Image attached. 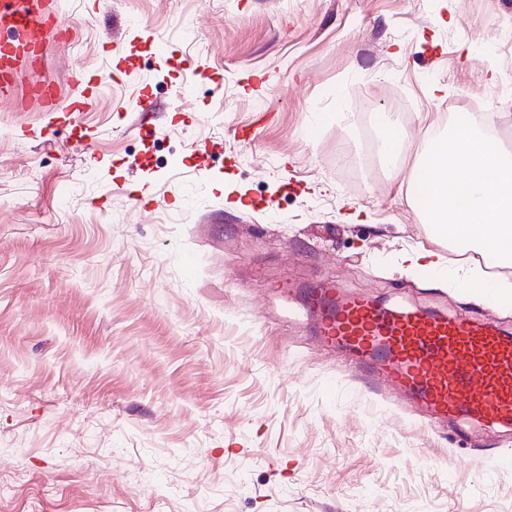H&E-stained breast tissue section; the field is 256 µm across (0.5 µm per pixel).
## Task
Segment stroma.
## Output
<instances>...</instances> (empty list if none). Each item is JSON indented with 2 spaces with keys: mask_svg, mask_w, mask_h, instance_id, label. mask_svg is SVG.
I'll return each instance as SVG.
<instances>
[{
  "mask_svg": "<svg viewBox=\"0 0 512 512\" xmlns=\"http://www.w3.org/2000/svg\"><path fill=\"white\" fill-rule=\"evenodd\" d=\"M44 9L73 33L0 98V512H512V431L429 421L305 305L335 282L512 330L475 259L404 260L448 252L408 184L426 125L512 113V0ZM79 74L93 109L49 123L28 86Z\"/></svg>",
  "mask_w": 512,
  "mask_h": 512,
  "instance_id": "1",
  "label": "stroma"
}]
</instances>
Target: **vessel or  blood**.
<instances>
[{
  "label": "vessel or blood",
  "mask_w": 512,
  "mask_h": 512,
  "mask_svg": "<svg viewBox=\"0 0 512 512\" xmlns=\"http://www.w3.org/2000/svg\"><path fill=\"white\" fill-rule=\"evenodd\" d=\"M0 25L70 34L66 20L13 0H0ZM43 54L36 41L0 44V98L14 89L16 61ZM307 305L325 346L411 396L433 419L458 417L488 430L512 425L511 334L460 316L388 308L331 284L308 293Z\"/></svg>",
  "instance_id": "vessel-or-blood-1"
}]
</instances>
